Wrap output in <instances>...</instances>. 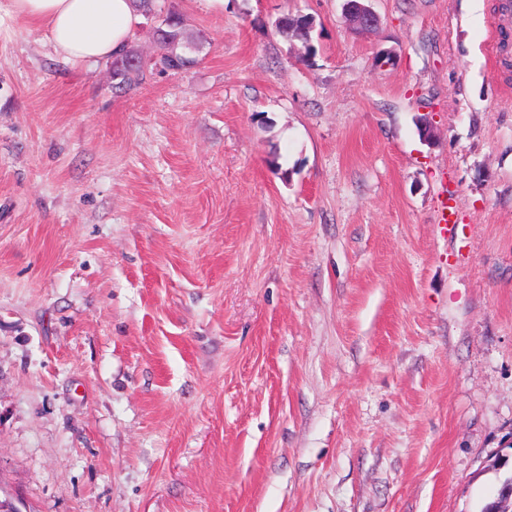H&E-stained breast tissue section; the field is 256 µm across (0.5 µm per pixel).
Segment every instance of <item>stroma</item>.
I'll return each mask as SVG.
<instances>
[{
    "instance_id": "35a3bbf8",
    "label": "stroma",
    "mask_w": 512,
    "mask_h": 512,
    "mask_svg": "<svg viewBox=\"0 0 512 512\" xmlns=\"http://www.w3.org/2000/svg\"><path fill=\"white\" fill-rule=\"evenodd\" d=\"M500 2L370 0L359 34L343 0H156L198 62L127 94L0 36L21 512H480L512 452ZM345 18L358 33L368 32L376 28L379 18L365 5L367 0H343Z\"/></svg>"
}]
</instances>
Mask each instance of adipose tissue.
I'll return each instance as SVG.
<instances>
[{
	"mask_svg": "<svg viewBox=\"0 0 512 512\" xmlns=\"http://www.w3.org/2000/svg\"><path fill=\"white\" fill-rule=\"evenodd\" d=\"M137 18L134 0H6L0 7V23L23 19L35 25L71 63L121 55Z\"/></svg>",
	"mask_w": 512,
	"mask_h": 512,
	"instance_id": "obj_1",
	"label": "adipose tissue"
}]
</instances>
